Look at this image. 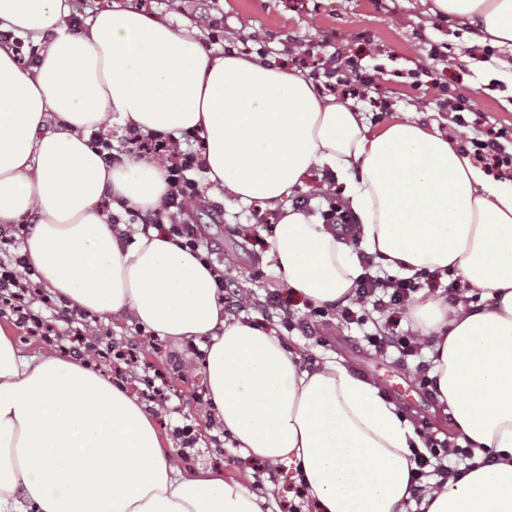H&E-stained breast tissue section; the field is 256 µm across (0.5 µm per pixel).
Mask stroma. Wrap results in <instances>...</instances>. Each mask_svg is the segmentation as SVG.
Returning a JSON list of instances; mask_svg holds the SVG:
<instances>
[{
  "label": "stroma",
  "mask_w": 512,
  "mask_h": 512,
  "mask_svg": "<svg viewBox=\"0 0 512 512\" xmlns=\"http://www.w3.org/2000/svg\"><path fill=\"white\" fill-rule=\"evenodd\" d=\"M430 6L431 0H151L150 13L196 32L205 51L256 53L262 61L302 71L308 79L323 74L338 57L368 68L382 66L387 110L375 111L366 99L358 102L372 126H382L398 112L409 121L438 126L460 142L492 127L502 132L505 151L512 154V50L476 36L471 27L433 18ZM433 48L440 53L434 61L428 58ZM414 77L420 82L416 89L410 84ZM450 92L474 98L477 110L467 114V126L455 123L446 103ZM185 221L213 241V268L248 296L246 317L274 329L304 364L336 357L359 375L378 380L414 426L425 427L441 441L453 435L452 421L442 413L433 387L419 383L416 359L402 365L393 355L376 352L364 339L366 327L309 316L308 301L292 297L289 305L296 318L307 319L308 327L285 328L281 313L265 303L267 292L283 288L267 256L266 237L273 227L256 223L252 207L217 198L205 184ZM80 329L85 340L101 349L141 342L137 367L119 369L105 360L92 368L112 384L129 386L141 399L148 377L165 378V400L148 409L166 439L176 440L179 429L193 430L197 443L184 468L220 471L225 479L243 482L266 498L269 512H280L281 502L294 501L286 469L272 471L245 459L211 421L201 399L204 378L193 362L198 346L158 338L131 318L112 323L89 313Z\"/></svg>",
  "instance_id": "35a3bbf8"
}]
</instances>
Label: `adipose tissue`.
<instances>
[{"label":"adipose tissue","mask_w":512,"mask_h":512,"mask_svg":"<svg viewBox=\"0 0 512 512\" xmlns=\"http://www.w3.org/2000/svg\"><path fill=\"white\" fill-rule=\"evenodd\" d=\"M512 48V0H431ZM71 0H0V29L39 46L36 65L0 49V223L33 219L23 252L74 309L133 317L186 343L213 419L242 453L286 464L313 512H402L423 441L374 381L327 360L306 369L275 330L229 319L213 275L161 229L127 237L112 206L157 209L170 186L147 157L109 166L90 141L118 122L141 133L198 132L214 191L282 205L335 172L359 218L349 235L283 207L268 237L288 290L350 301L359 240L391 276L454 274L470 297L417 298L439 406L475 453L459 479L432 480L423 512H512V179L494 180L437 126L394 115L371 128L352 101L325 103L298 73L204 51L183 26L103 9L78 35ZM223 473L180 467L154 415L83 360L27 353L0 329V512H266Z\"/></svg>","instance_id":"obj_1"}]
</instances>
